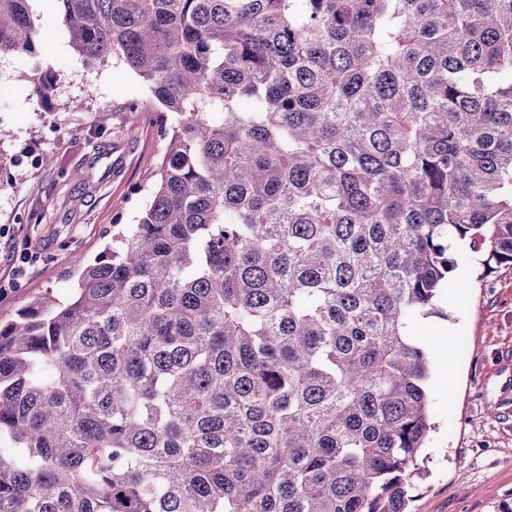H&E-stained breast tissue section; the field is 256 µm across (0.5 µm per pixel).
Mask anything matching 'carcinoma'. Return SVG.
Returning <instances> with one entry per match:
<instances>
[{"label":"carcinoma","instance_id":"cac0c4a2","mask_svg":"<svg viewBox=\"0 0 512 512\" xmlns=\"http://www.w3.org/2000/svg\"><path fill=\"white\" fill-rule=\"evenodd\" d=\"M58 2L165 147L139 222L0 322V512H410L414 324L454 248L512 268V0Z\"/></svg>","mask_w":512,"mask_h":512}]
</instances>
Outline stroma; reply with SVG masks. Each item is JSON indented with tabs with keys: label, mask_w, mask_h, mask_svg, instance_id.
Here are the masks:
<instances>
[{
	"label": "stroma",
	"mask_w": 512,
	"mask_h": 512,
	"mask_svg": "<svg viewBox=\"0 0 512 512\" xmlns=\"http://www.w3.org/2000/svg\"><path fill=\"white\" fill-rule=\"evenodd\" d=\"M31 7L39 55L0 58L1 321L45 292L64 296L113 225L137 223L164 149L148 85L116 57L85 69L57 22L58 0ZM36 71L55 78L48 100L19 79ZM455 257L438 313L415 325L431 356L436 429L411 510L501 512L512 505V268L487 275L479 255Z\"/></svg>",
	"instance_id": "obj_1"
}]
</instances>
